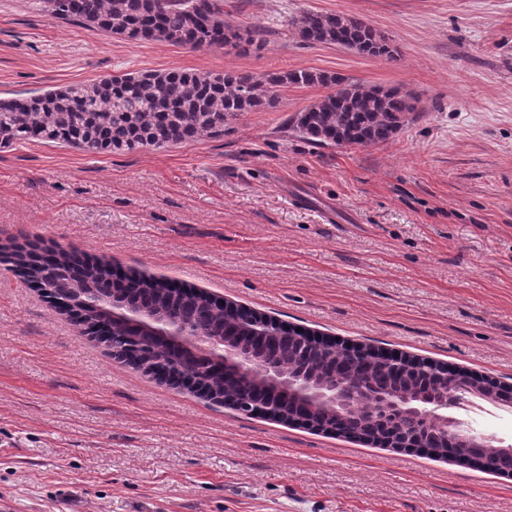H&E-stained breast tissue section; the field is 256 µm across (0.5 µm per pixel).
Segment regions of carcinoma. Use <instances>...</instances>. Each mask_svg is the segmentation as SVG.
I'll return each mask as SVG.
<instances>
[{"mask_svg":"<svg viewBox=\"0 0 512 512\" xmlns=\"http://www.w3.org/2000/svg\"><path fill=\"white\" fill-rule=\"evenodd\" d=\"M42 10L55 19L76 22L130 40H148L185 47L205 44L220 49L226 44L248 51L254 45L251 30L224 20L219 0H41ZM304 42H323L356 48L370 56L393 58L388 43L365 21L336 14L307 12L292 20ZM322 85L327 93L296 118L304 138L319 145L368 146L388 141L414 111L410 98L395 88H366L346 84L325 73L293 70L264 79L233 72L126 73L88 84L49 89L32 95L0 98V143L52 142L109 152L161 148L200 135L224 130V121L242 112L274 108L279 88ZM106 259L82 262L67 282L46 283L44 297L53 307L65 297L70 284L101 289L116 284L117 300L145 310L154 319L179 317L211 336H261L248 314L233 312L213 301L212 295L192 287H171V281L145 276L116 277ZM81 335L99 338L105 346L127 353V361L153 374L166 372L176 381L202 378L203 395L224 401V374L203 367L172 346L126 332L109 334L112 312L97 308L72 314ZM345 356L340 348L315 346L304 362L296 347H284L278 357L285 370L309 365L324 373Z\"/></svg>","mask_w":512,"mask_h":512,"instance_id":"obj_1","label":"carcinoma"}]
</instances>
